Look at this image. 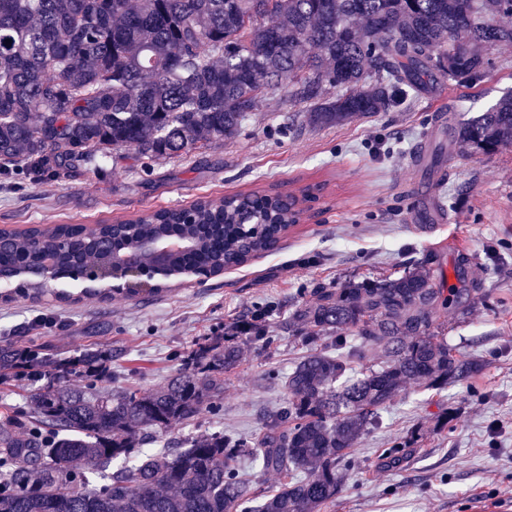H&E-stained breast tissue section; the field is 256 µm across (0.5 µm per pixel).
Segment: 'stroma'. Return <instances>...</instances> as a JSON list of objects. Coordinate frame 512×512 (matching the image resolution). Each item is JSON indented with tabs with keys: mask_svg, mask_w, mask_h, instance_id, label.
<instances>
[{
	"mask_svg": "<svg viewBox=\"0 0 512 512\" xmlns=\"http://www.w3.org/2000/svg\"><path fill=\"white\" fill-rule=\"evenodd\" d=\"M476 88L443 85L399 109L337 127L306 125L287 91L263 102L231 139L160 160L100 158L67 174L0 175V228L102 224L201 198L278 187H315L306 217L278 250L212 276H182L154 296L128 297L108 283L58 278L35 299L0 281V341L45 347L61 357L108 350L98 388L151 391L233 323L267 312L274 341L239 338L238 366L224 375L215 409L150 434L147 449L177 451L187 439L224 430L256 439L284 405L282 380L308 352L286 326L289 310L318 288L398 278L435 254L447 282L458 255L483 295L467 314L435 319L449 346L480 357L481 373L432 389L409 384L380 413L339 471L340 492L319 512H512V145L494 154L456 149L415 167L417 147L444 133L438 114L464 120L512 91V44ZM30 385L0 380V428L25 434ZM411 442L398 464L387 448Z\"/></svg>",
	"mask_w": 512,
	"mask_h": 512,
	"instance_id": "obj_1",
	"label": "stroma"
}]
</instances>
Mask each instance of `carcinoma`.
Masks as SVG:
<instances>
[{
    "label": "carcinoma",
    "instance_id": "1",
    "mask_svg": "<svg viewBox=\"0 0 512 512\" xmlns=\"http://www.w3.org/2000/svg\"><path fill=\"white\" fill-rule=\"evenodd\" d=\"M512 0H0V172L42 175L93 155L173 158L233 137L259 102L288 85L313 127L388 112L439 80L473 87L489 50L512 44ZM512 143V94L448 127L436 155L485 154ZM291 193L254 190L190 211L161 209L110 224L0 232V268L52 252L74 277L101 255L148 240L191 243L175 270L210 275L275 251L296 223ZM460 256L458 284L435 277L434 256L397 279L322 288L292 310L311 352L284 380L288 403L254 445L222 431L176 453L140 448L143 431L194 420L224 392L244 335L268 345L261 314L201 351L165 387L98 392L89 379L112 351L62 358L0 344V372L49 382L34 390L37 425L0 431V512H317L339 492L338 470L409 382L444 388L482 369L433 331L440 309L464 310L482 289ZM378 368L352 373L366 353ZM130 466L112 471V461ZM287 476L254 503L235 462Z\"/></svg>",
    "mask_w": 512,
    "mask_h": 512
}]
</instances>
